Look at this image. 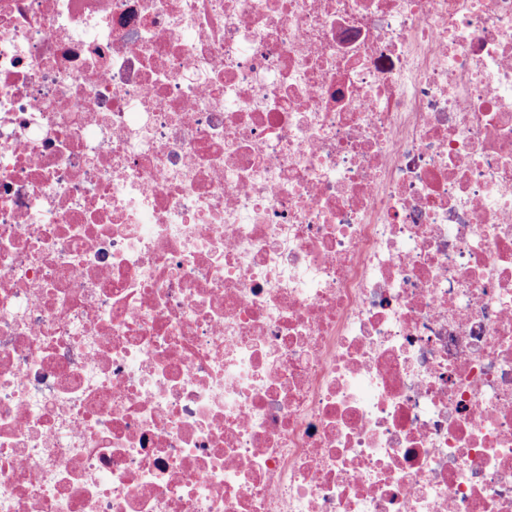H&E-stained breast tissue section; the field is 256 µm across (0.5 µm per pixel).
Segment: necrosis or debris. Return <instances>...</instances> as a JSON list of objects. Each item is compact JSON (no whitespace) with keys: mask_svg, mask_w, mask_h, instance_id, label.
I'll return each mask as SVG.
<instances>
[{"mask_svg":"<svg viewBox=\"0 0 512 512\" xmlns=\"http://www.w3.org/2000/svg\"><path fill=\"white\" fill-rule=\"evenodd\" d=\"M0 512H512V0H0Z\"/></svg>","mask_w":512,"mask_h":512,"instance_id":"4bbe7bcc","label":"necrosis or debris"}]
</instances>
